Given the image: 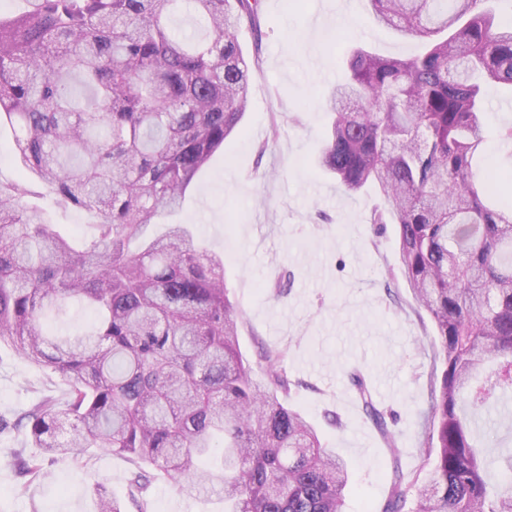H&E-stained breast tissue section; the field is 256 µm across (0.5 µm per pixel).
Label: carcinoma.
Instances as JSON below:
<instances>
[{
  "label": "carcinoma",
  "mask_w": 512,
  "mask_h": 512,
  "mask_svg": "<svg viewBox=\"0 0 512 512\" xmlns=\"http://www.w3.org/2000/svg\"><path fill=\"white\" fill-rule=\"evenodd\" d=\"M365 2L425 50H352L318 165L346 191L382 197L369 223L396 226L401 274L441 365L432 430L408 473L370 387L350 375L394 461L381 512H405L412 493V512H512V481H494L483 461L492 414L512 393V205L499 178L474 169L487 88L512 87V25L487 0ZM30 3L0 17V125L56 206L98 221L77 245L29 201L30 184L0 180V344L69 386L18 419L41 449L20 470L36 477L50 456L95 448L131 461L138 512L158 472L221 487L224 512H342L349 463L288 406L285 352H266L260 373L243 356L221 257L183 224L146 236L240 132L252 66L239 32L258 28L261 0ZM177 7L203 31L176 30ZM68 299L99 319L58 337L42 319ZM218 447L222 467L201 469ZM97 500L99 512H126L104 489Z\"/></svg>",
  "instance_id": "carcinoma-1"
}]
</instances>
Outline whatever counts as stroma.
I'll return each instance as SVG.
<instances>
[{"label": "stroma", "mask_w": 512, "mask_h": 512, "mask_svg": "<svg viewBox=\"0 0 512 512\" xmlns=\"http://www.w3.org/2000/svg\"><path fill=\"white\" fill-rule=\"evenodd\" d=\"M260 25L239 33L245 54L259 58L242 130L166 224L187 225L195 243L223 256L224 283L242 313L243 354L257 364L263 352L285 350L289 406L351 464L343 512H375L394 463L349 373L366 376L403 450V469L415 470L435 373L434 331L401 277L394 225L368 221L380 195L371 187L346 194L315 160L348 48L407 57L422 44L378 26L362 0H262ZM486 123L483 164L512 175V144L500 139L512 125V93L489 90ZM166 224L148 231L162 234ZM66 390L53 370L0 345V418L9 423L0 432V512H97L99 484L127 499L133 466L106 451L55 458L38 478L19 472L18 455L34 452L19 417ZM148 512H224V494L210 486L187 494L159 476Z\"/></svg>", "instance_id": "1"}]
</instances>
